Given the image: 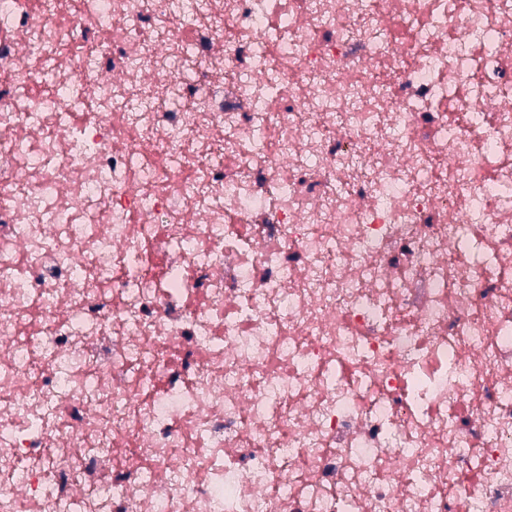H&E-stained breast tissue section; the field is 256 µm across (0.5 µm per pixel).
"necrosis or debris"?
Returning a JSON list of instances; mask_svg holds the SVG:
<instances>
[{
    "instance_id": "1",
    "label": "necrosis or debris",
    "mask_w": 512,
    "mask_h": 512,
    "mask_svg": "<svg viewBox=\"0 0 512 512\" xmlns=\"http://www.w3.org/2000/svg\"><path fill=\"white\" fill-rule=\"evenodd\" d=\"M0 0V512H512V0Z\"/></svg>"
}]
</instances>
